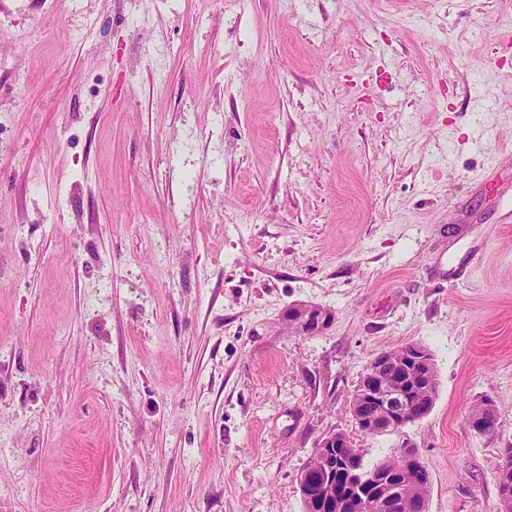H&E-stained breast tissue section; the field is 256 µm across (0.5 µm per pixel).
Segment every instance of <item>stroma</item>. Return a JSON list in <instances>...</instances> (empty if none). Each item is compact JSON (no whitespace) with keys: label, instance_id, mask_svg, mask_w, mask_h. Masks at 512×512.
Instances as JSON below:
<instances>
[{"label":"stroma","instance_id":"stroma-1","mask_svg":"<svg viewBox=\"0 0 512 512\" xmlns=\"http://www.w3.org/2000/svg\"><path fill=\"white\" fill-rule=\"evenodd\" d=\"M408 343L434 408L364 435ZM336 432L500 512L512 0H0V512H305ZM288 317L306 335L317 334L327 323V316H323L320 309L312 307L295 309L288 314ZM400 348L391 349L394 356L399 354L398 357H391L384 351L379 352L370 361L358 383L357 403L351 409L357 424L365 431L374 430L377 425L384 424L390 429L400 430L412 416H420L422 419L431 413L428 411L429 406L423 405L417 397L431 404L435 403L438 375L434 363L436 382L432 386L420 387L417 397L415 389L404 384L389 393L391 390L388 383L392 382L387 381L384 374L391 372L387 378L392 377L395 374L393 368L426 377L429 385L434 380L430 351L425 346L411 343L404 345L401 350ZM368 409L371 413H368Z\"/></svg>","mask_w":512,"mask_h":512}]
</instances>
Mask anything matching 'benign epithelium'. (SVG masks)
<instances>
[{
	"label": "benign epithelium",
	"instance_id": "1",
	"mask_svg": "<svg viewBox=\"0 0 512 512\" xmlns=\"http://www.w3.org/2000/svg\"><path fill=\"white\" fill-rule=\"evenodd\" d=\"M289 320L297 325L304 334L315 335L326 325L327 316L318 308L302 307L288 314ZM397 368L402 372L415 373L433 383V370L430 351L423 345L411 343L403 346L396 357L388 353L379 352L369 363L361 377L357 389V403L352 408L357 424L365 431L376 429L378 425H385L391 429L401 428L411 417H426L430 414L429 406L422 404L416 397L415 389L400 385L390 390L385 374ZM343 436L333 433L318 443L317 452L313 456L311 468L322 471L325 480L324 488L327 496L334 495L336 485L331 482L333 466L343 463L342 457L337 453L341 447ZM407 460V477L412 483H424L430 480V473L426 467L418 464L419 456L416 453L404 454ZM345 491L353 496H364L366 478L349 467Z\"/></svg>",
	"mask_w": 512,
	"mask_h": 512
}]
</instances>
